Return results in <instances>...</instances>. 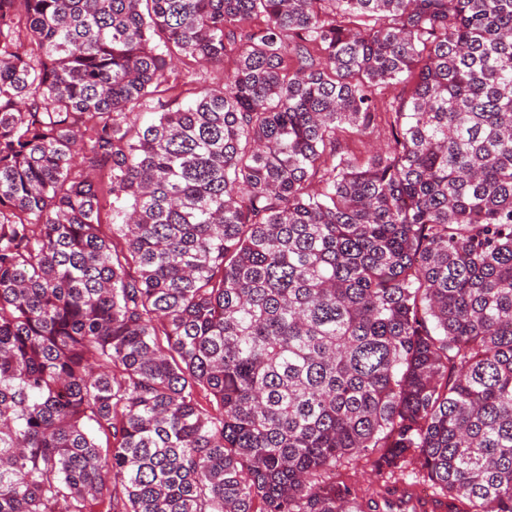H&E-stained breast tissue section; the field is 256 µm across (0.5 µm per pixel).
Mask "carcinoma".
<instances>
[{
    "mask_svg": "<svg viewBox=\"0 0 512 512\" xmlns=\"http://www.w3.org/2000/svg\"><path fill=\"white\" fill-rule=\"evenodd\" d=\"M361 455L512 512V0H0V512H418ZM389 137L388 129H386L384 126H379L373 130L369 137L364 139L363 144H359L354 140L353 137H345L343 140H341V143L343 147L347 146L356 151L367 150L373 152L379 148H383L386 145ZM336 473L353 475L363 487H377L386 484V481L390 482L387 476L379 475L364 459L350 461V464L336 468Z\"/></svg>",
    "mask_w": 512,
    "mask_h": 512,
    "instance_id": "obj_1",
    "label": "carcinoma"
}]
</instances>
